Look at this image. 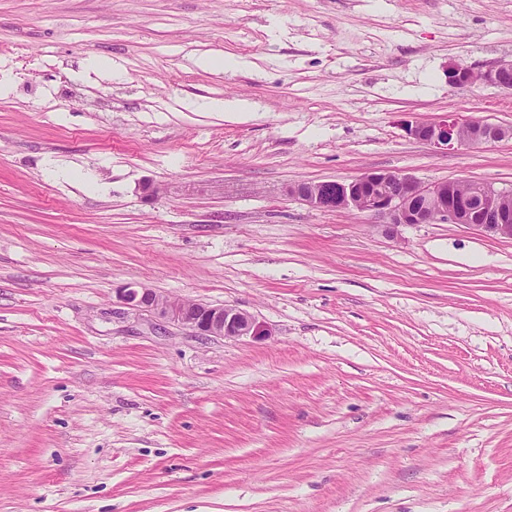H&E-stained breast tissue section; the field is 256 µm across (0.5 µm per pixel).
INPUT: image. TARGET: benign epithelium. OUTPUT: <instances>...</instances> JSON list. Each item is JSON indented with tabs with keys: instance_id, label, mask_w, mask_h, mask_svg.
Masks as SVG:
<instances>
[{
	"instance_id": "benign-epithelium-1",
	"label": "benign epithelium",
	"mask_w": 512,
	"mask_h": 512,
	"mask_svg": "<svg viewBox=\"0 0 512 512\" xmlns=\"http://www.w3.org/2000/svg\"><path fill=\"white\" fill-rule=\"evenodd\" d=\"M492 85L512 90V61L484 70L460 64L448 66V85ZM405 133L440 150L491 145L512 137V131L481 120H463L453 113L430 121L403 123ZM291 195L319 210L354 209L389 219L391 224L465 225L481 233L512 238V190L466 181L425 185L401 172L372 170L352 180H324L298 184ZM132 307L147 308L159 317L177 321L207 336L263 339L270 329L258 319L233 307H214L171 299L138 283L119 289Z\"/></svg>"
}]
</instances>
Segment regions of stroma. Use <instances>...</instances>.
<instances>
[{
    "label": "stroma",
    "instance_id": "1",
    "mask_svg": "<svg viewBox=\"0 0 512 512\" xmlns=\"http://www.w3.org/2000/svg\"><path fill=\"white\" fill-rule=\"evenodd\" d=\"M510 60L512 0H0V512H512V239L288 192L512 188L398 125L512 129L447 80ZM119 294L127 305L148 308L159 317L189 326L201 335L236 339H263L271 335L270 329L254 315L233 307L163 297L138 283L120 288Z\"/></svg>",
    "mask_w": 512,
    "mask_h": 512
}]
</instances>
